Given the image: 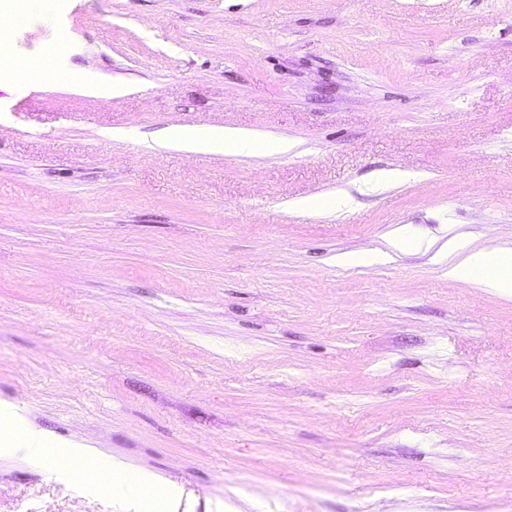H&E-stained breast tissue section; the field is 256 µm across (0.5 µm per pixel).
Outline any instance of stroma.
Wrapping results in <instances>:
<instances>
[{
    "label": "stroma",
    "instance_id": "obj_1",
    "mask_svg": "<svg viewBox=\"0 0 512 512\" xmlns=\"http://www.w3.org/2000/svg\"><path fill=\"white\" fill-rule=\"evenodd\" d=\"M29 2L0 0L49 63L0 60V405L192 512H512V293L359 259L403 224L512 243V0ZM204 126L294 147L154 137ZM32 453L0 417V512H163ZM164 140H173L187 153L219 151L239 152H280L288 150V142L274 139H258L252 131L229 127H201L196 129L173 128L163 133ZM108 475L116 479L119 487L127 494L136 495V492L149 483L165 488L159 477L142 472L131 463L115 456H112V468L109 470Z\"/></svg>",
    "mask_w": 512,
    "mask_h": 512
}]
</instances>
